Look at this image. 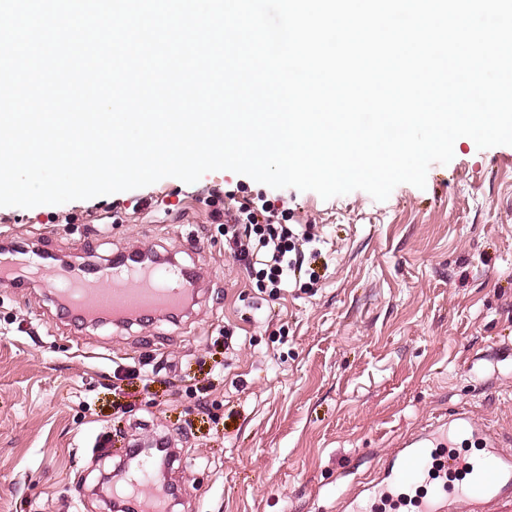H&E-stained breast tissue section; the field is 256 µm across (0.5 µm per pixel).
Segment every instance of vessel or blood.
Returning a JSON list of instances; mask_svg holds the SVG:
<instances>
[{
	"mask_svg": "<svg viewBox=\"0 0 512 512\" xmlns=\"http://www.w3.org/2000/svg\"><path fill=\"white\" fill-rule=\"evenodd\" d=\"M35 281L66 299L82 322L110 320L123 325L142 317L182 315L193 282L176 260L145 262L123 256L98 265L78 258L56 263L48 255L0 258V282ZM456 431L478 443L473 459L455 446L431 452L426 435L413 432L397 443L379 471L368 512L382 504L399 505L398 490L426 481L428 498L419 512H507L512 507V436L478 422L468 410L454 414Z\"/></svg>",
	"mask_w": 512,
	"mask_h": 512,
	"instance_id": "b4317fda",
	"label": "vessel or blood"
}]
</instances>
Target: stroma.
<instances>
[{"label":"stroma","instance_id":"35a3bbf8","mask_svg":"<svg viewBox=\"0 0 512 512\" xmlns=\"http://www.w3.org/2000/svg\"><path fill=\"white\" fill-rule=\"evenodd\" d=\"M512 146L456 140L425 188L328 200L229 170L61 205L0 207V240L197 274L177 323L77 327L0 283V512H113L140 439L170 450L171 512H339L407 432L470 410L512 433ZM262 197L310 231L320 279L272 296L213 215ZM242 339L224 350L225 334Z\"/></svg>","mask_w":512,"mask_h":512}]
</instances>
